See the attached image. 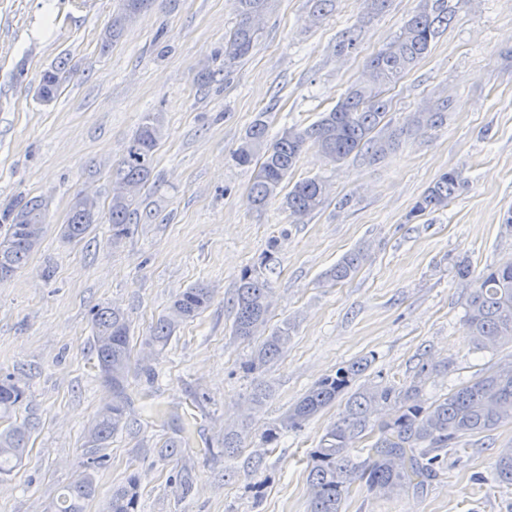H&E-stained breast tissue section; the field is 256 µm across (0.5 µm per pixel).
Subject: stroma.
Instances as JSON below:
<instances>
[{"instance_id":"35a3bbf8","label":"stroma","mask_w":512,"mask_h":512,"mask_svg":"<svg viewBox=\"0 0 512 512\" xmlns=\"http://www.w3.org/2000/svg\"><path fill=\"white\" fill-rule=\"evenodd\" d=\"M418 4L391 0L370 18L366 0H335L313 25L312 0H273L256 48L228 64L234 0H154L110 44L105 33L121 0H0V208L22 198L48 203L40 245L0 279V373L24 385L15 417L31 427L21 466L0 475V512H50L91 457L100 464L85 512H106L113 488L133 475L140 512H308V454L340 405L281 431L274 444L263 433L315 383L368 356L361 384L400 388L419 378L434 400L512 359L511 344L474 351L463 325L474 275L512 261V0H458L448 30L386 93L397 139L383 155L361 152L335 166L312 148L300 156L290 182L318 176L330 186L322 208L301 222L277 198L250 208L255 173L232 158L257 115L275 136L331 110ZM351 29L355 48L339 52ZM61 64L57 96L42 101L43 74ZM203 71L209 82L199 81ZM442 102L441 127L413 125L415 112ZM148 112L160 113L163 137L128 235L113 241L103 220L82 243L65 242L73 195L109 203L118 162ZM452 169L465 183L447 207L412 216ZM272 243L270 323L288 320L295 331L275 362L252 371L261 339L233 336L232 300L241 273L258 267ZM358 248L367 259L352 278L322 282ZM462 263L471 278L457 276ZM201 282L214 290L210 307L151 354L152 326L176 294ZM97 306L118 308L131 323L129 424L104 448L84 438L108 401L91 354ZM146 359L151 380L140 374ZM258 387L269 396L257 406ZM145 391L171 411L168 424L142 411ZM185 413L195 439L168 453ZM228 431L241 438L231 459ZM508 446L512 424L463 440L420 493L353 483L343 512H512V489L492 479ZM183 468L195 476L186 497L169 482Z\"/></svg>"}]
</instances>
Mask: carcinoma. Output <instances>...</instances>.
Returning a JSON list of instances; mask_svg holds the SVG:
<instances>
[{"label":"carcinoma","mask_w":512,"mask_h":512,"mask_svg":"<svg viewBox=\"0 0 512 512\" xmlns=\"http://www.w3.org/2000/svg\"><path fill=\"white\" fill-rule=\"evenodd\" d=\"M272 0H237L239 21L226 39L224 56L230 62L248 56L257 41L258 25ZM152 0H122L120 12L112 18L111 39L121 36L128 22L147 10ZM456 17L448 0H420L417 10L404 23L396 38L369 58L366 78L353 84L330 111L306 128L292 127L271 139L266 122L256 119L233 153L237 165L253 166L256 177L248 202L256 208L284 194L283 207L297 220L319 210L329 194L328 183L320 177L307 178L284 191V182L305 148L311 146L331 164L351 154L368 151L374 156L393 145L396 134L379 136L388 114L384 88L412 70L430 51L431 44ZM62 67L43 75L39 96L54 98L60 87ZM446 120L445 106L417 113L414 122L431 128ZM162 138V122L146 115L118 163L119 179L112 187L107 207L112 238L128 233L134 214L135 191L147 182L154 153ZM464 184L462 173L442 174L416 202L415 212L423 214L448 206ZM46 204L29 199L8 213L10 223L0 229V277L22 269L46 230ZM101 206L76 193L70 203L69 218L61 236L69 243L82 242L98 222ZM365 259L364 251L352 250L332 266L325 281L337 284L351 277ZM275 251L264 256L263 269H247L239 280L233 301V334L247 339L262 337L250 361V370L273 362L292 340L293 326L285 321L267 329ZM212 301L207 285L197 283L172 300L167 312L153 326L147 345L160 354L168 346L175 329L197 318ZM94 367L112 393L88 430L87 444L103 448L127 422V396L131 369L130 325L125 315L108 306L92 310ZM464 323L472 336L473 348L484 351L512 344V263L485 268L476 278L465 309ZM363 357L322 378L281 416L283 429H298L345 396L347 401L336 421L325 429L317 448L309 455V512H343L350 485L359 480L369 490L385 494L418 491L436 475L448 456V446L512 423V361L498 364L464 382L443 398L427 403L421 399V382L397 390L393 387H355L370 367ZM26 398L25 389L11 373L0 377V419L11 417ZM369 434L377 439L367 457L355 460L356 442ZM29 440V430L15 423L0 432V474H9L21 465ZM495 481L512 486V448L503 450L495 464ZM96 492L89 470L66 485L53 504L54 512H84L85 503ZM139 495L135 479L112 490L108 512H138Z\"/></svg>","instance_id":"cac0c4a2"}]
</instances>
